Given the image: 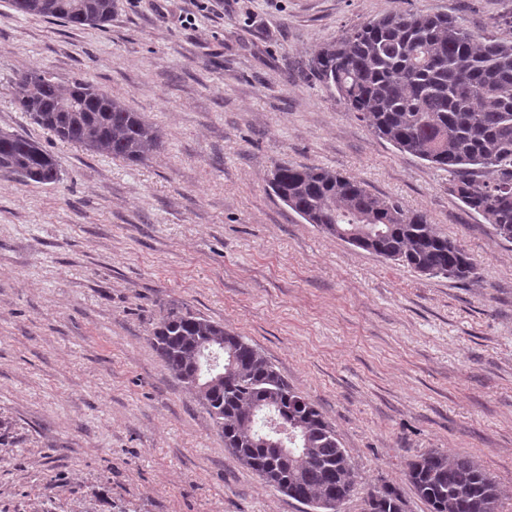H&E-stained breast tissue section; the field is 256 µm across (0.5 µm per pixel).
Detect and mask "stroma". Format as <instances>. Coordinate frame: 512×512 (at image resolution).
I'll return each instance as SVG.
<instances>
[{
	"mask_svg": "<svg viewBox=\"0 0 512 512\" xmlns=\"http://www.w3.org/2000/svg\"><path fill=\"white\" fill-rule=\"evenodd\" d=\"M475 34L512 0H116L102 27L0 0V129L59 182L0 177V512H310L236 459L151 345L184 305L243 336L322 412L356 489L397 486L431 448L478 459L512 512V244L316 80L315 51L391 12ZM82 76L162 132L129 164L19 112L16 78ZM324 167L424 213L476 276L426 277L306 223L275 166Z\"/></svg>",
	"mask_w": 512,
	"mask_h": 512,
	"instance_id": "stroma-1",
	"label": "stroma"
}]
</instances>
